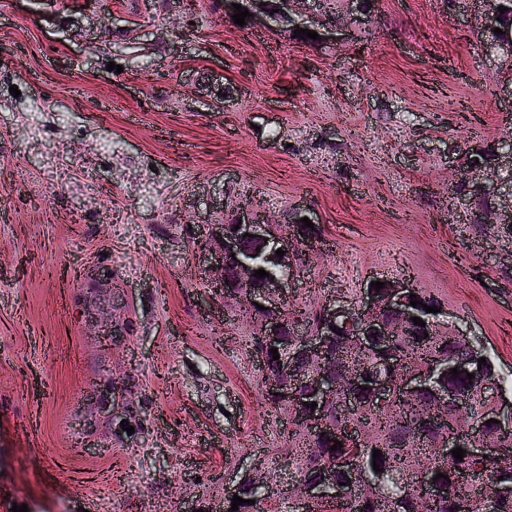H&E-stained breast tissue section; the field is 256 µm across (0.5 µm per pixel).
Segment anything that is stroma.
Segmentation results:
<instances>
[{
    "instance_id": "obj_1",
    "label": "stroma",
    "mask_w": 512,
    "mask_h": 512,
    "mask_svg": "<svg viewBox=\"0 0 512 512\" xmlns=\"http://www.w3.org/2000/svg\"><path fill=\"white\" fill-rule=\"evenodd\" d=\"M482 10L338 0L328 49L221 0H0V512H214L286 446L211 285L244 206L317 228L296 303L403 279L512 379V242L455 176L512 142Z\"/></svg>"
}]
</instances>
